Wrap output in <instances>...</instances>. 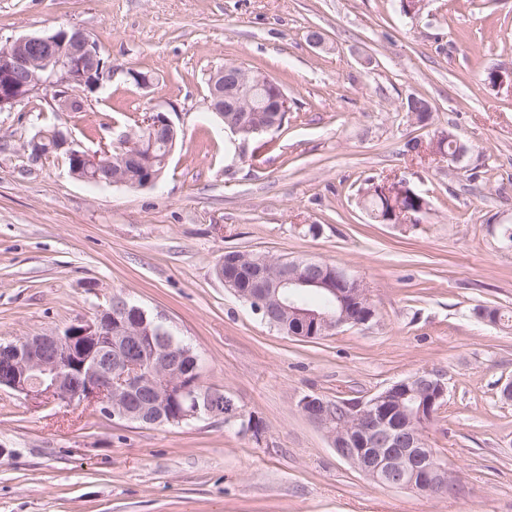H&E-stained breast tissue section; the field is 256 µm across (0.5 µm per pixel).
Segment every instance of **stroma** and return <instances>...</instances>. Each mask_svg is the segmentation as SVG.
Wrapping results in <instances>:
<instances>
[{
  "mask_svg": "<svg viewBox=\"0 0 512 512\" xmlns=\"http://www.w3.org/2000/svg\"><path fill=\"white\" fill-rule=\"evenodd\" d=\"M77 26L112 76L56 109L40 93L0 111V342L93 318L119 295L200 356L203 387L257 415L262 441L220 419L144 426L0 388V512H512V0H0V43ZM324 38L316 48L308 29ZM227 63L261 68L292 101L249 141L208 110ZM151 73L138 87L130 70ZM431 106L428 124L407 110ZM161 109L178 138L152 187L92 185L64 155L30 164L51 126L97 151ZM452 130L455 163L427 147ZM418 142L419 151L408 148ZM405 181L419 221L370 223L368 182ZM317 233H309V225ZM228 251L348 268L375 317L319 339L269 327L217 278ZM422 371L447 398L428 425L453 476L443 494L374 483L298 403L378 392Z\"/></svg>",
  "mask_w": 512,
  "mask_h": 512,
  "instance_id": "1",
  "label": "stroma"
}]
</instances>
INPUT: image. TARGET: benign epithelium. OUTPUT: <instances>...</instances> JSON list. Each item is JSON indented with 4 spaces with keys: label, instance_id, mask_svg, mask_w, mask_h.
Instances as JSON below:
<instances>
[{
    "label": "benign epithelium",
    "instance_id": "1",
    "mask_svg": "<svg viewBox=\"0 0 512 512\" xmlns=\"http://www.w3.org/2000/svg\"><path fill=\"white\" fill-rule=\"evenodd\" d=\"M100 57L91 36L79 28H59L49 35L17 38L0 47V110L14 106L35 92L67 85L74 94L59 104L68 109L82 106L77 96L81 89L101 85L112 71ZM210 110L225 118L224 129L234 135L256 134L265 127L253 123V93L264 92L266 112H287L290 99L262 79L248 81L242 70L222 66L211 76ZM152 137L174 142L175 128L165 113L154 110L140 123ZM43 132L29 144L28 159L33 164L50 160L53 152L66 150L71 161L70 173L77 179L95 181L102 168H112L117 160L120 170L107 177L112 185L127 183L124 172H136L134 185L150 187L160 173L154 170V159L147 142L131 134L104 145L93 154L70 145L67 135L59 130L56 145L43 146ZM281 273L270 282L263 268H256L249 286L237 288L234 294L262 315V320L275 328L279 322L264 306L270 294L277 297L278 310L310 327L311 332L339 329L346 325L362 326L374 317L359 292L361 281L341 266L309 260L302 273L290 271L291 262L280 260ZM326 291L336 306V318L298 303L300 294ZM174 341L161 324L148 320L142 307L122 296L109 301L94 318L80 319L64 331L22 337L0 343V387H6L29 399L55 403L64 407L86 404L122 418H133L148 424L159 420L147 412L142 396L154 404L168 399L188 404L183 411L168 415L180 421L223 417L230 423L245 414L225 400L229 410L222 413L212 403L209 391L200 384L199 357L185 352L171 354L165 346ZM191 357L192 367L180 361ZM414 387L422 390L427 401L414 417L401 418L398 393ZM448 388L429 371L419 372L387 388L364 397L345 399L336 413L326 409V399L307 395L299 401V409L327 435L336 454L373 480L380 470L385 472V485L424 494L448 489V469L421 441L416 425L433 420L443 406Z\"/></svg>",
    "mask_w": 512,
    "mask_h": 512
}]
</instances>
